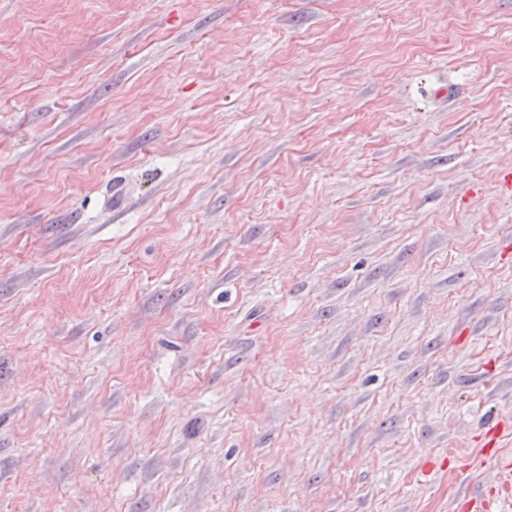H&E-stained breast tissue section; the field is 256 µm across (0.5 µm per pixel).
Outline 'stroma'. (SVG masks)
I'll list each match as a JSON object with an SVG mask.
<instances>
[{
	"mask_svg": "<svg viewBox=\"0 0 512 512\" xmlns=\"http://www.w3.org/2000/svg\"><path fill=\"white\" fill-rule=\"evenodd\" d=\"M508 165L512 0H0V512H462Z\"/></svg>",
	"mask_w": 512,
	"mask_h": 512,
	"instance_id": "stroma-1",
	"label": "stroma"
}]
</instances>
